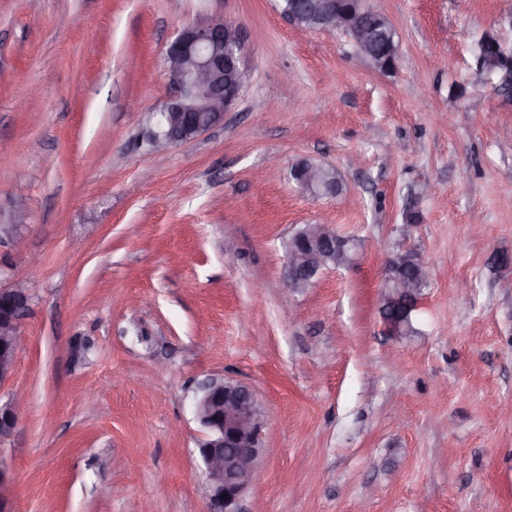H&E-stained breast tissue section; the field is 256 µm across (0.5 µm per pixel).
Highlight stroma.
<instances>
[{"instance_id":"obj_1","label":"stroma","mask_w":512,"mask_h":512,"mask_svg":"<svg viewBox=\"0 0 512 512\" xmlns=\"http://www.w3.org/2000/svg\"><path fill=\"white\" fill-rule=\"evenodd\" d=\"M393 69L282 0H0V222L26 199L0 283L26 282L0 402L15 512H205L195 402L211 380L262 403L241 512H512V0H370ZM206 14L248 38L238 105L153 161L164 57ZM360 204L316 198L297 162ZM357 241L284 310L286 243ZM432 276L412 334L379 310L385 257Z\"/></svg>"}]
</instances>
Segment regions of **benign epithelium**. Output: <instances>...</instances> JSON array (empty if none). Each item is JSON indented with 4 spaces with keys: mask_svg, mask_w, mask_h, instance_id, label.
Instances as JSON below:
<instances>
[{
    "mask_svg": "<svg viewBox=\"0 0 512 512\" xmlns=\"http://www.w3.org/2000/svg\"><path fill=\"white\" fill-rule=\"evenodd\" d=\"M371 16L375 26L386 27L389 18L367 5V0H314L305 7L295 0L287 17L297 27L310 23L319 31H342L353 41L358 53L379 70L395 66V55L369 52L372 31L364 20ZM492 48L499 54V69L512 68V56L505 54L498 41L484 39L480 52ZM247 51L242 27L219 15L203 16L179 29L165 54V76L169 96L151 138V154L158 156L177 144L191 141L224 120L241 98L245 73L241 62ZM290 175L314 196L344 198L342 189L323 180L321 168L302 161ZM283 267L285 285L292 291L311 287L325 269L346 267L356 254L355 239L336 233L329 224H308L292 239ZM399 254L386 259L385 277L380 289L381 308L405 294L415 292L420 283L430 281V266L422 255L411 260L408 277L395 276ZM27 286L14 282L0 285V381L13 371L18 351L20 321L27 311ZM196 418L206 431L199 454L207 474L206 512H240L238 502L253 482L263 448L261 433L265 412L247 384L234 380H213L203 387L195 405ZM18 424L10 404H0V443L9 439ZM10 469L0 462V512H13L5 489Z\"/></svg>",
    "mask_w": 512,
    "mask_h": 512,
    "instance_id": "7a95c632",
    "label": "benign epithelium"
}]
</instances>
